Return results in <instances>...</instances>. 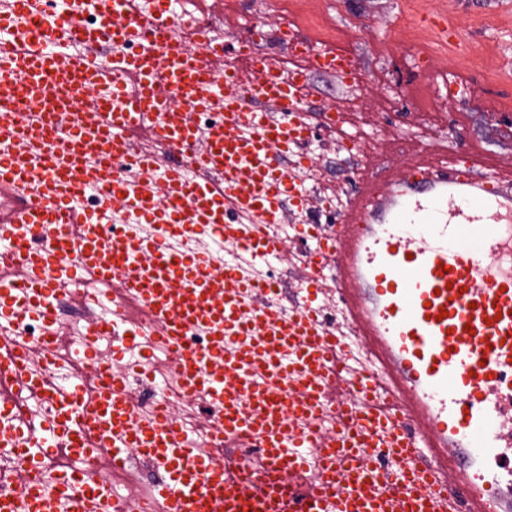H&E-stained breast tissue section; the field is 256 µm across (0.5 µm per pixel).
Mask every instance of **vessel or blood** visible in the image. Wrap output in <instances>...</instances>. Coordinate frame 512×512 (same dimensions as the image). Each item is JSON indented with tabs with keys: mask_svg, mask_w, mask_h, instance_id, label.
I'll use <instances>...</instances> for the list:
<instances>
[{
	"mask_svg": "<svg viewBox=\"0 0 512 512\" xmlns=\"http://www.w3.org/2000/svg\"><path fill=\"white\" fill-rule=\"evenodd\" d=\"M0 14V247L19 269L0 285V321L26 319L20 295L48 300L53 250L40 246L59 224L75 223L74 193L98 190L122 202L135 221L156 215L182 224L223 228L228 243L255 261L280 258L282 238L268 225L287 221L285 200L307 206L281 166L298 156L312 127L299 87L281 81L268 58L252 63L255 78L203 83L233 51L199 44L187 50L174 39H150L172 0H156L157 14L134 13L131 0H61L48 21L32 0H15ZM95 13L98 24L78 27L75 9ZM82 40L76 53L70 37ZM147 38L139 54L100 68L90 50L106 40ZM86 94L96 111L71 126L63 153L48 151L47 125L64 121L70 100ZM224 102L204 153L185 109ZM190 151V168L164 178V205L153 190L116 178L109 161L88 167L85 155L125 151L130 166L148 159L130 148L136 132ZM480 153L431 176L421 166L384 189L350 199L330 232L303 227L314 241V273L290 292L296 312L279 317L263 301L262 287L187 258L160 252L145 264L130 261L133 225L104 235L102 215L89 217L81 239L82 265L112 281L114 315H127L123 295H137L154 323V337L177 352L188 395L224 406L225 436L236 440L238 468L192 448L174 427L170 408L136 422L123 375L102 370L108 386L98 403L84 405L83 380L60 396L44 432L21 435L0 427V447L14 449L21 471L31 472L64 433L75 454H92L122 470L130 450L156 461L167 478L158 487L170 512H512V177L477 173ZM223 177L217 190L199 179ZM28 227L26 239L17 225ZM333 289L351 335L368 357L369 372L342 366V344L320 313L324 289ZM208 326L200 347L186 344ZM34 352L0 363V417L16 412L21 392H51L34 375ZM332 401L339 430L305 427ZM322 466L304 478L310 449ZM266 463L264 478L243 474L252 451ZM110 490L92 475L63 476L56 493L33 482L16 483L0 512H54L55 495L71 512H96Z\"/></svg>",
	"mask_w": 512,
	"mask_h": 512,
	"instance_id": "b4317fda",
	"label": "vessel or blood"
}]
</instances>
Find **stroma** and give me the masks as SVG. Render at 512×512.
Returning <instances> with one entry per match:
<instances>
[{
	"mask_svg": "<svg viewBox=\"0 0 512 512\" xmlns=\"http://www.w3.org/2000/svg\"><path fill=\"white\" fill-rule=\"evenodd\" d=\"M211 13L254 55L286 64L292 52L279 27L298 26L307 42L332 36L353 61L362 97L350 105L338 76L310 70L309 118L324 144L323 111L343 110L347 132L371 142L369 170L402 172L420 148L448 141L459 151L478 142L490 170H512V113L495 105L512 95V0H213ZM442 23L456 44L430 33ZM452 80L467 97L449 99Z\"/></svg>",
	"mask_w": 512,
	"mask_h": 512,
	"instance_id": "obj_1",
	"label": "stroma"
}]
</instances>
